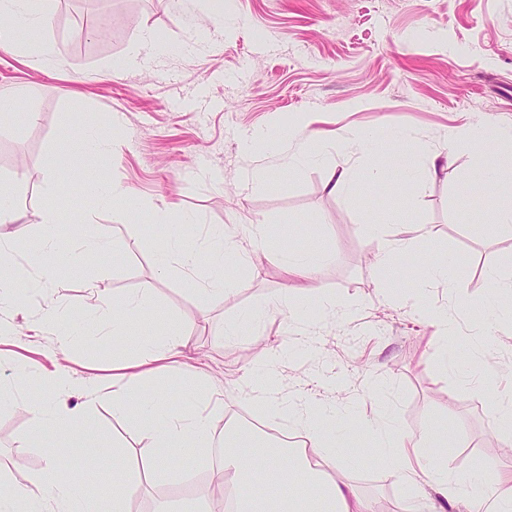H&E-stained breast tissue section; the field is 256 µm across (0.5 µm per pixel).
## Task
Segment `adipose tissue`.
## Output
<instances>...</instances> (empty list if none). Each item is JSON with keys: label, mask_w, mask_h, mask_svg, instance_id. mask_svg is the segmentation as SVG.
<instances>
[{"label": "adipose tissue", "mask_w": 512, "mask_h": 512, "mask_svg": "<svg viewBox=\"0 0 512 512\" xmlns=\"http://www.w3.org/2000/svg\"><path fill=\"white\" fill-rule=\"evenodd\" d=\"M53 0H0V19L12 26L28 29L39 27L50 11ZM466 140L485 156L484 179L499 184L500 192L493 208L495 224L512 231V184L503 183L502 175L512 170V154L497 156L488 153L489 143L512 140V125L483 124L481 130L469 132ZM407 131L391 132L380 154L382 160L366 177L370 190L395 189L413 194L421 181L403 146L408 143ZM111 146L94 125L77 123L70 143L52 152L46 159L50 175L59 176L65 161L77 162L98 156ZM154 223L167 227L166 245L154 256L155 267L163 277L179 276L191 282L195 294H223L246 287L251 278V254L265 248L261 225L251 226L246 237H239L236 227L213 226L206 233L203 249L189 248L185 227L172 223L167 208L152 212ZM57 210L48 207L41 244L48 248L58 263L68 264L76 257L98 256L115 250L117 241L104 229L80 240L59 237L56 233ZM366 233L375 244L373 260L387 280L396 281L409 276L418 290H426L436 282L456 280L463 270L446 253L427 254L421 251L417 237L409 226L389 230L387 225L372 222ZM279 266L288 280L315 279L331 256L320 250L299 249L287 244L276 251ZM235 259L241 273L236 279L224 276V263ZM410 259V269H402L400 259ZM204 268L202 279H195L197 268ZM149 295H131L118 303H108L103 291L92 289L86 317L97 318L111 313L114 335L120 336L152 309ZM287 313L289 320L298 322L302 312L290 295H282L272 305L245 311L240 318L226 322L224 335L234 339L244 327L254 329L273 314ZM291 349L258 356L255 361L258 375L248 384L250 400L259 406L266 418H287L301 447H284L266 435L244 425L224 430V449L215 469L213 485L200 500V512H214L215 502L227 499L232 512H370L368 503L359 497L353 486L343 479H327L326 473L336 467L337 449L347 447L352 436L364 435L381 448L385 461L396 479L410 488L423 485L448 503H460L464 512H512V472L502 471L487 483L475 481L462 486L448 471L446 459L426 457L429 448L446 447L447 441L431 430L409 435L397 429L388 416L369 420L364 426L340 425L336 411L326 406L282 397L277 389L279 357L291 356ZM175 377L180 383L177 399H169L167 390L156 388L154 379ZM50 396L36 397L30 411L36 433L58 440L78 439L86 434L84 410L69 406L73 394L111 403L116 419H134L140 435L153 448L150 468L166 471L181 454L199 451L212 441L213 407L217 393L209 376L189 362L182 336L168 328L156 329L140 344L134 357H119L112 361L111 380L99 379L81 386L69 372L58 371L46 377ZM62 451H46L47 465L42 474L31 478L24 490H16L6 476H0V512H102L99 501L90 497L80 482L61 483L55 474ZM277 474L280 492H273L263 478Z\"/></svg>", "instance_id": "ef3b65f1"}]
</instances>
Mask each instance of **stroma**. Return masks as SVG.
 <instances>
[{"instance_id":"obj_1","label":"stroma","mask_w":512,"mask_h":512,"mask_svg":"<svg viewBox=\"0 0 512 512\" xmlns=\"http://www.w3.org/2000/svg\"><path fill=\"white\" fill-rule=\"evenodd\" d=\"M103 9L112 12L109 37L92 33ZM202 14L197 0H56L43 27L14 29L0 45V180L18 185L21 220L11 260L28 271L17 284L23 305L0 309V321L21 334L14 352L28 360L21 370L0 369V384L12 390L11 402L0 406V471L23 487L46 466L53 440L32 432L28 410L45 391V371L68 366L81 383L109 375L114 346L135 350L140 336L165 326L184 334L194 364L224 394L213 422L216 451L185 459L183 474L151 473V452L136 428L113 418L108 403L88 406L92 436L66 443L58 479L72 472L92 477L104 512L112 507L116 472L99 456L103 446H123L141 477L130 512H152L155 501L187 491L205 493L225 426L251 409L245 383L252 362L289 345L297 353L279 364L283 393L364 419L387 408L405 433L447 436L448 470L462 479L482 461L512 469L495 409L497 394L512 390L501 372L512 360V326L489 323L484 313L486 267L500 261L512 274V232L490 219L497 189L474 177L476 152L449 141L485 120L512 124V0H228L225 24H203ZM147 31L164 53L150 67L113 72V61L142 54ZM35 41L51 43L53 52L33 51ZM29 111L34 120H25ZM113 118L121 134L110 151L70 166L63 178L49 176L45 159L70 138L74 121L105 126ZM310 121L324 134L321 162L278 171L274 153L292 151L289 132ZM400 129L410 130L411 156L424 172L410 199L363 188L374 159L346 147L358 134ZM256 131L277 141L246 154L242 145ZM436 153L448 161L431 175ZM333 168L348 171L358 187L353 198L325 190ZM112 178L129 188L136 210L115 211L86 194L89 182ZM52 201L61 235L113 225L129 248L57 264L37 250ZM156 206L193 216L198 238L211 225H265L272 247L255 254L248 288L200 298L181 278L159 276L154 254L165 230L152 221ZM371 221L422 228L424 251L452 253L463 268L459 283L427 294L459 323L453 366L440 365L432 329L414 312L413 288L381 289L374 244L364 233ZM285 230L293 246L310 242L332 252L315 283L284 282L274 248ZM47 268L53 278L46 283ZM91 281L118 300L149 294L154 315L119 340L111 321L87 322L85 339L60 348L55 330L82 319ZM321 290L349 304V316L315 320ZM285 291L308 311L303 324L278 314L259 332L225 338L226 320ZM478 354L482 382L464 381L462 371ZM340 469L372 512L401 505L438 512L439 500L397 483L367 440L344 449Z\"/></svg>"}]
</instances>
